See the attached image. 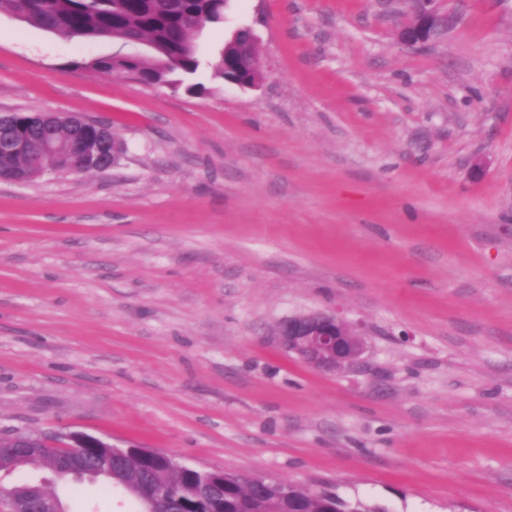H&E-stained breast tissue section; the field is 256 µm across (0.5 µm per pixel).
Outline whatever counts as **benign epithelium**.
Instances as JSON below:
<instances>
[{
  "label": "benign epithelium",
  "mask_w": 512,
  "mask_h": 512,
  "mask_svg": "<svg viewBox=\"0 0 512 512\" xmlns=\"http://www.w3.org/2000/svg\"><path fill=\"white\" fill-rule=\"evenodd\" d=\"M441 0H408L411 9L395 20L400 42L412 48H424L440 31L455 26L457 17L439 6ZM117 54H147L146 42L127 43L114 38ZM39 125L48 127L38 141L29 136L14 135L7 140L8 157L35 156L44 163L43 174L105 172L113 168L120 155V142L109 125L76 115L35 114ZM70 123L68 140H55L56 121ZM273 335L288 355L308 367L328 374H339L361 365L365 342L361 334L344 318L313 312L292 316L277 323ZM102 440L80 432L46 436L44 447L50 450L74 451Z\"/></svg>",
  "instance_id": "obj_1"
}]
</instances>
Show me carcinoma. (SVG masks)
<instances>
[{
  "instance_id": "cac0c4a2",
  "label": "carcinoma",
  "mask_w": 512,
  "mask_h": 512,
  "mask_svg": "<svg viewBox=\"0 0 512 512\" xmlns=\"http://www.w3.org/2000/svg\"><path fill=\"white\" fill-rule=\"evenodd\" d=\"M23 20L63 38L96 41L112 37H132L154 45L155 54L141 57H103L91 65L107 71L131 72L146 84H166L200 92L194 82L202 61L186 54L182 45L195 43L198 28L224 22V0H0V15ZM4 127L29 133L34 129L31 114L16 111L3 119ZM21 439L27 453L18 454L15 439L0 437V471L16 470L18 464L48 471L56 480H67L95 470L99 463L112 460V475L103 478L110 487L121 490L133 485H152L164 491L156 512H372L362 504L354 508L334 495L298 494L289 498L277 494L280 481L254 489L243 482H232L220 470L199 471L171 465L144 448H84L81 465L70 464L62 451H49L35 433ZM0 496L20 503L45 501L51 493L41 483L20 482L0 487Z\"/></svg>"
}]
</instances>
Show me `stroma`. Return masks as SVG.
Masks as SVG:
<instances>
[{
	"instance_id": "1",
	"label": "stroma",
	"mask_w": 512,
	"mask_h": 512,
	"mask_svg": "<svg viewBox=\"0 0 512 512\" xmlns=\"http://www.w3.org/2000/svg\"><path fill=\"white\" fill-rule=\"evenodd\" d=\"M399 44L402 0H230L261 78L149 86L0 15V113L104 122V173L0 183V435L82 432L373 512H512V0ZM339 314L361 367L271 336ZM69 512H134L58 481Z\"/></svg>"
}]
</instances>
